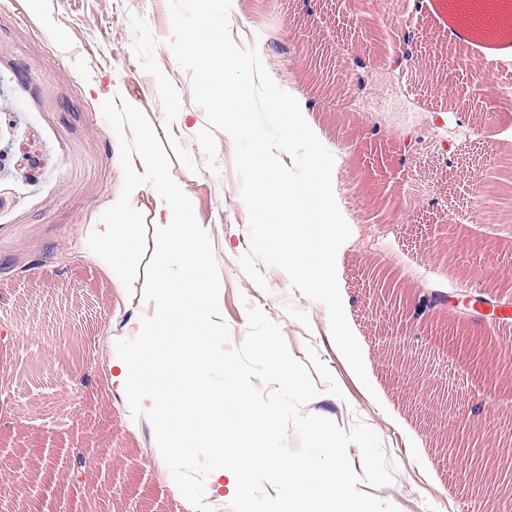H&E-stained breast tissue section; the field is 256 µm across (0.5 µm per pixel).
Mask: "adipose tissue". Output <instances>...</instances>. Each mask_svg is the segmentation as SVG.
<instances>
[{
	"label": "adipose tissue",
	"instance_id": "1",
	"mask_svg": "<svg viewBox=\"0 0 512 512\" xmlns=\"http://www.w3.org/2000/svg\"><path fill=\"white\" fill-rule=\"evenodd\" d=\"M138 133L139 161L128 167L125 188L135 197L146 186H153L157 211L155 224V265L152 282L143 294L144 302L153 304L155 316L133 320L125 327L133 344L118 345L112 364L115 374L108 381L125 389L133 410L158 419V448L166 457L177 455L185 444L208 449L209 481L226 483L234 489L243 485L252 464L260 459L262 435L272 425L257 414L248 392L240 387L218 389L210 385L202 370L217 362V355L207 336L218 315L215 273L221 268L204 225L187 221L189 206L179 186L172 182L163 160L154 149L151 131L140 128L137 113H126L122 123L113 125L112 136L123 139ZM140 227L124 219L93 225L88 238L92 260L110 273L128 276L125 258L138 245ZM208 267L212 276H199ZM182 321L178 343H171L161 327L169 320ZM177 375L181 378L179 395L182 412L176 417L163 416L168 401L158 385L148 387V380ZM234 403L238 409L232 425L224 423V407Z\"/></svg>",
	"mask_w": 512,
	"mask_h": 512
}]
</instances>
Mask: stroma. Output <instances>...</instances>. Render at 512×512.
Instances as JSON below:
<instances>
[{
    "mask_svg": "<svg viewBox=\"0 0 512 512\" xmlns=\"http://www.w3.org/2000/svg\"><path fill=\"white\" fill-rule=\"evenodd\" d=\"M234 41L257 49L276 83L292 94L333 154L336 200L355 186L362 210L349 213L351 237L336 258L348 323L359 341L369 385H362L336 346L326 308L293 290L280 269L262 266L259 288L238 258L250 244L234 142L220 139L218 173L205 167L196 135L206 116L190 74L174 59L167 0H0V512H208L230 502L205 479L206 449L187 447L170 467L155 446L157 420L132 415L123 391L106 384L111 343L123 340L136 305L88 257L87 233L115 207L139 225L131 259L137 291L151 283L156 199L146 187L123 197V170L138 159L128 134L112 141L119 113H137L154 133V149L190 202L189 221L208 227L224 260L219 307L231 346L247 332V309L278 322L291 354L309 369L319 394L306 412L343 429L364 422L394 465L391 483L358 489L397 512H495L501 471L475 475L464 457L449 456L446 435L512 430V388L497 386L511 367L512 324L486 334L451 311L418 320L401 336L406 316L386 305L369 311L365 269L379 266L405 284L410 301L431 290L467 295L488 289L512 302V225L478 189L503 159L512 160V17L495 27L469 26L456 0H236L229 15ZM412 32L417 64L394 79L389 58ZM371 51L368 85L355 113L339 95L315 92L307 76L320 54L343 86L338 61ZM483 53L498 76L485 103L472 91L478 75L463 54ZM454 84L453 98L438 89ZM185 112V125L167 112ZM425 360V382L447 393L451 425L419 405L422 385L391 364L400 343ZM494 400L495 420L474 406ZM82 434L106 471L74 485L60 457Z\"/></svg>",
    "mask_w": 512,
    "mask_h": 512,
    "instance_id": "35a3bbf8",
    "label": "stroma"
}]
</instances>
